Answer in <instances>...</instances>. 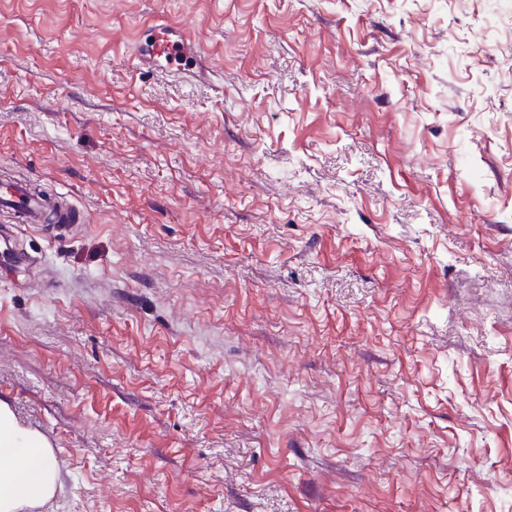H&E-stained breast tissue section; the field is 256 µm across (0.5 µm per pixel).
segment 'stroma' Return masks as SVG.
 Segmentation results:
<instances>
[{"mask_svg": "<svg viewBox=\"0 0 512 512\" xmlns=\"http://www.w3.org/2000/svg\"><path fill=\"white\" fill-rule=\"evenodd\" d=\"M200 64L138 69L139 31ZM0 401L35 512H512V16L0 0ZM157 30L160 34L155 38L150 46L151 53L149 60L153 58L176 59L178 56L182 57L188 47V41L191 37L188 34H173L168 26L159 27ZM0 206L13 212L15 224L0 226V249L9 252L11 241L22 227H37L45 221V211L54 206L58 224H80V212L72 205L47 199L28 179L0 183ZM19 224V225H18ZM0 402V512H22L43 505L61 485L54 449L37 431L22 428Z\"/></svg>", "mask_w": 512, "mask_h": 512, "instance_id": "stroma-1", "label": "stroma"}]
</instances>
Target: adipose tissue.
<instances>
[{"label":"adipose tissue","mask_w":512,"mask_h":512,"mask_svg":"<svg viewBox=\"0 0 512 512\" xmlns=\"http://www.w3.org/2000/svg\"><path fill=\"white\" fill-rule=\"evenodd\" d=\"M60 484L53 448L0 403V512H31L54 497Z\"/></svg>","instance_id":"ef3b65f1"}]
</instances>
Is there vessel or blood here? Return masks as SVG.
Masks as SVG:
<instances>
[{"label": "vessel or blood", "instance_id": "b4317fda", "mask_svg": "<svg viewBox=\"0 0 512 512\" xmlns=\"http://www.w3.org/2000/svg\"><path fill=\"white\" fill-rule=\"evenodd\" d=\"M189 37L173 34L170 28H161L159 35L150 46L156 58L175 59L187 51ZM0 206L10 209L15 217L14 224L0 226V250L9 251L11 241L20 228L33 227L45 219V211L51 207L47 199L28 179L18 178L0 183ZM55 207V206H52ZM57 221L61 224H77L81 221L79 211L71 205L55 207Z\"/></svg>", "mask_w": 512, "mask_h": 512}]
</instances>
